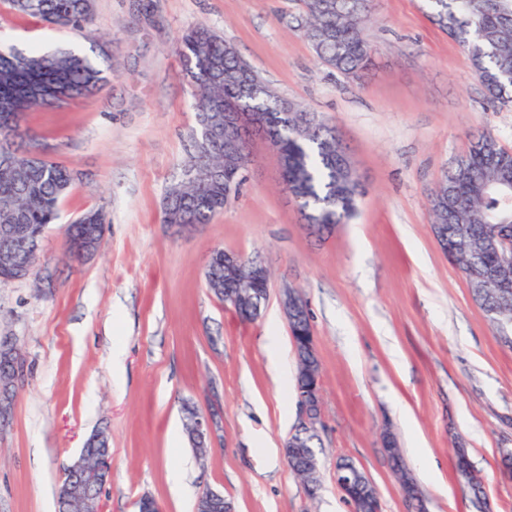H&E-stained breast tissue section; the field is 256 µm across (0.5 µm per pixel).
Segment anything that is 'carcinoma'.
<instances>
[{
	"instance_id": "carcinoma-1",
	"label": "carcinoma",
	"mask_w": 512,
	"mask_h": 512,
	"mask_svg": "<svg viewBox=\"0 0 512 512\" xmlns=\"http://www.w3.org/2000/svg\"><path fill=\"white\" fill-rule=\"evenodd\" d=\"M369 0H302L297 31L308 41L317 59L347 77L359 78L373 66V51L365 38L370 21ZM432 22L455 39L470 58L474 72L493 102H512V0H427ZM13 12L54 25L82 29L92 10V0H5ZM176 53L193 82L196 116L207 115L224 125L226 112H259L265 122L279 123L277 146L283 158L282 180L309 224L329 231L354 215L362 195L357 171L348 167L347 154L336 129L314 113L294 108L283 116L284 101L269 86L247 95L254 71L234 48L204 25L189 29L176 45ZM58 69L34 63L38 52L0 53V98L16 96V111L0 114V150L14 155L13 166L0 170V200L14 201L15 212H0L1 224H26L30 245L15 253L18 264H30L42 239V230L59 219V207L74 181L68 167L45 159L39 162L13 147L20 113L38 106L67 103L92 93L104 81V70L88 56L74 52L50 54ZM238 152L224 156V142H194L185 165L216 166L220 176L197 182L181 173L166 195L164 223L209 224L228 204L226 186L245 180L251 133L230 132ZM512 184V151L490 133L471 136L466 152L446 170L429 198L435 240L462 271L469 272V286L476 302L497 329L512 328V292L494 283H480L482 270L496 265L497 257L485 247L496 225L512 222L504 209L497 183ZM76 222L82 236L98 238L105 218L100 210H87ZM237 255L222 249L211 252L205 269L209 291L219 300L241 291L248 298L254 288L265 287L255 278L243 282L236 267ZM298 371L294 389H306L312 378L305 366L313 359L307 338L295 337Z\"/></svg>"
}]
</instances>
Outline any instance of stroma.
Instances as JSON below:
<instances>
[{"mask_svg":"<svg viewBox=\"0 0 512 512\" xmlns=\"http://www.w3.org/2000/svg\"><path fill=\"white\" fill-rule=\"evenodd\" d=\"M299 0H94L83 32L19 17L0 0V49H74L105 71L78 101L23 114V149L78 177L46 232L32 277L0 284V336L23 357L0 423V512H57L62 467L95 430L111 436L105 512H195L221 492L234 512H352L333 470L346 458L376 487L380 512H407L383 445L391 435L424 512H512V348L439 249L428 198L470 134L512 149V104L492 106L461 47L425 0H371L374 64L360 79L319 63L295 24ZM202 23L282 99L335 126L362 177L356 215L309 233L276 155L254 139L247 180L211 223L163 221L164 197L196 127L175 48ZM102 210L90 260L67 256L64 228ZM260 255L271 271L263 316L241 320L208 290L214 248ZM302 294L321 363V490L310 497L281 446L298 424L292 387L272 374L269 333L289 337L284 289ZM122 347V374L112 350ZM216 412L199 462L182 400ZM465 448L481 496L456 468ZM182 471L174 495L168 476Z\"/></svg>","mask_w":512,"mask_h":512,"instance_id":"stroma-1","label":"stroma"}]
</instances>
